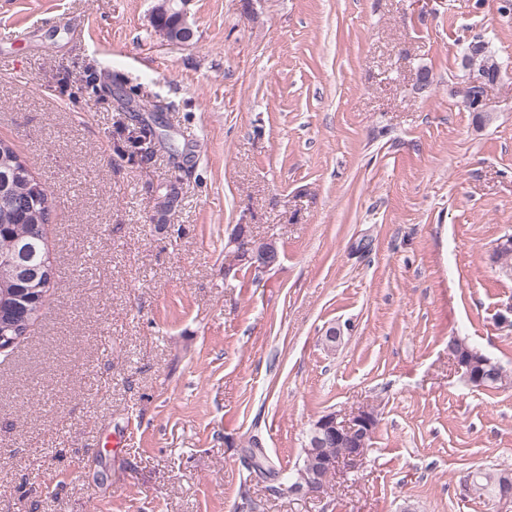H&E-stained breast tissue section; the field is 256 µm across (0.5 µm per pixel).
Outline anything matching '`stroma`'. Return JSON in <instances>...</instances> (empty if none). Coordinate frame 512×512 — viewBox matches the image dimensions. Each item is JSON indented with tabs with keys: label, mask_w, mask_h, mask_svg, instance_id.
I'll list each match as a JSON object with an SVG mask.
<instances>
[{
	"label": "stroma",
	"mask_w": 512,
	"mask_h": 512,
	"mask_svg": "<svg viewBox=\"0 0 512 512\" xmlns=\"http://www.w3.org/2000/svg\"><path fill=\"white\" fill-rule=\"evenodd\" d=\"M161 3L0 0V138L51 194L58 275L0 357V512H512L460 487L512 468V383L448 353L512 373L504 0H188L187 46ZM476 40L485 124L455 92ZM239 224L275 268L235 266ZM363 408L319 496L244 462L295 472ZM187 0H164L163 3L157 8L154 17L162 11H166L169 7H171V11H176L179 15V29L174 30L175 25V16L176 13L172 12L170 14L161 13L158 15L155 28L159 32L160 35L164 33L169 34L173 32L174 38H178L181 41L177 42L178 44H188L193 39L194 33L191 26L188 24L186 19V13L184 12L183 7H181L186 3ZM469 343H467L464 339H451L448 341V353L452 355L453 351H463L466 354H458L456 358H454L455 363L463 372L464 378L468 382L469 385L475 388H483L482 382L485 374L489 373L494 369L492 361L486 357L480 356L479 351L469 352L468 350H473ZM478 354L475 355L474 353ZM377 421L374 414L366 409L358 410L348 417L346 415L329 413L321 416L311 424L310 434L312 447L319 448L322 437L335 443L336 456L319 455L316 449L315 464L307 472H299L288 485V491L296 494L315 495L323 489V474L328 472L335 474L340 463L359 462L366 449L369 447L372 437L367 439L366 448H353L355 442H364L366 436L376 427Z\"/></svg>",
	"instance_id": "obj_1"
}]
</instances>
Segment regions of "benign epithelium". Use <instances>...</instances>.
<instances>
[{
    "mask_svg": "<svg viewBox=\"0 0 512 512\" xmlns=\"http://www.w3.org/2000/svg\"><path fill=\"white\" fill-rule=\"evenodd\" d=\"M186 0H163L157 8L162 12L168 8L179 15V29L173 32L174 37L187 44L193 39L194 33L186 19L183 4ZM497 79L489 76L484 71L471 69L468 80L464 84L466 91L473 100L474 107L484 111L485 96L488 88L495 84ZM236 245V260L241 264H247L254 268H264L279 261V252L276 245L270 240H252L245 235V231H238L233 237ZM0 270L4 271L5 278L14 282H26L36 279L41 274V269L33 267L23 260L11 263H3ZM455 363L463 372L469 385L479 388L482 385L485 374L494 369L492 361L486 357L468 352L459 354ZM377 421L374 414L366 409L359 410L348 416L329 413L321 416L311 424L310 434L312 447L315 448V464L308 472H301L288 485V491L296 494L315 495L322 492L323 474H333L338 471L343 462L355 464L359 462L365 449H354V443L364 442L366 436L376 427ZM327 438L336 446V455H322L318 447L322 438Z\"/></svg>",
    "mask_w": 512,
    "mask_h": 512,
    "instance_id": "7a95c632",
    "label": "benign epithelium"
}]
</instances>
